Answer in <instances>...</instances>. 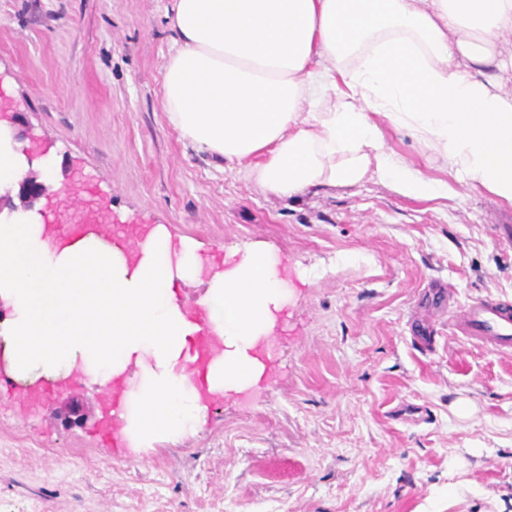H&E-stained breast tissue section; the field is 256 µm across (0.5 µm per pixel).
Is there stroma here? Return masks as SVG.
<instances>
[{
  "instance_id": "stroma-1",
  "label": "stroma",
  "mask_w": 512,
  "mask_h": 512,
  "mask_svg": "<svg viewBox=\"0 0 512 512\" xmlns=\"http://www.w3.org/2000/svg\"><path fill=\"white\" fill-rule=\"evenodd\" d=\"M171 6L0 0V105L23 116V154L54 156L115 222L164 225L219 263L277 257L275 380L136 449L101 441L90 380L57 389L48 411L0 400V512H512V353L451 325L471 301L512 303V243L496 232L512 208L451 180L381 115L389 150L450 181L448 197L408 199L373 173L315 196L262 193L168 123Z\"/></svg>"
}]
</instances>
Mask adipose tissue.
<instances>
[{
	"mask_svg": "<svg viewBox=\"0 0 512 512\" xmlns=\"http://www.w3.org/2000/svg\"><path fill=\"white\" fill-rule=\"evenodd\" d=\"M178 47L163 65L169 124L238 164L266 194L348 187L368 173L418 200L447 182L395 160L375 116L406 128L472 192L512 206V0H174ZM29 166L0 128V187ZM205 280L200 299L224 341L209 383L243 391L262 377L252 351L288 302L270 255L244 252L205 274L190 243L157 226L129 270L96 237L51 244L42 213L0 223V323L15 377L83 371L98 385L126 376L132 444L194 428L206 407L184 357L196 328L176 283Z\"/></svg>",
	"mask_w": 512,
	"mask_h": 512,
	"instance_id": "obj_1",
	"label": "adipose tissue"
}]
</instances>
